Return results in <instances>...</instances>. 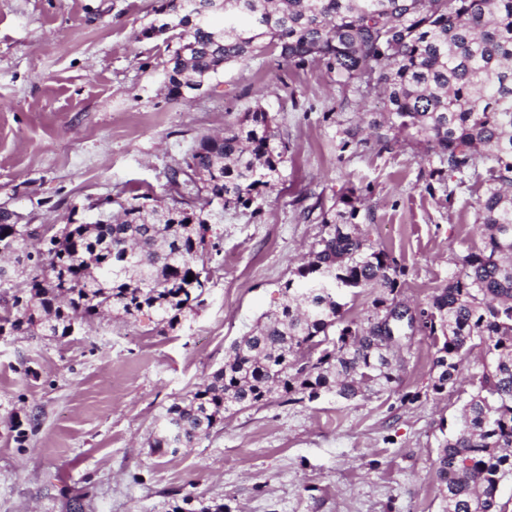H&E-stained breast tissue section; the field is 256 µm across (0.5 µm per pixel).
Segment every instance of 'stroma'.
Instances as JSON below:
<instances>
[{
    "instance_id": "stroma-1",
    "label": "stroma",
    "mask_w": 512,
    "mask_h": 512,
    "mask_svg": "<svg viewBox=\"0 0 512 512\" xmlns=\"http://www.w3.org/2000/svg\"><path fill=\"white\" fill-rule=\"evenodd\" d=\"M158 4L0 0V207L59 226L108 197L170 200L194 143L258 103L288 147L282 179L260 214L213 217L223 251L175 329L0 336V512H168L185 496L229 512H442L433 467L464 397L432 392L436 348L419 330L396 352L392 389L275 398L226 413L195 447L152 452L157 417L276 309L343 194L355 191L362 234L404 267L395 300L416 312L480 247L483 193L429 183L423 145L384 128L380 97L319 62L270 51L225 67L190 103L169 98L165 44L137 37Z\"/></svg>"
}]
</instances>
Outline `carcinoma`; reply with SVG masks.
I'll return each instance as SVG.
<instances>
[{
	"label": "carcinoma",
	"mask_w": 512,
	"mask_h": 512,
	"mask_svg": "<svg viewBox=\"0 0 512 512\" xmlns=\"http://www.w3.org/2000/svg\"><path fill=\"white\" fill-rule=\"evenodd\" d=\"M161 0L145 39L175 44L164 68L168 94L188 101L224 66L276 51L287 64L318 60L345 87L382 91L389 128L433 157L428 178H469L485 187L475 209L482 246L461 258L418 323L437 345L432 390L456 388L466 356H490L470 380L460 425L441 445L434 480L444 512H505L500 484L512 479V0ZM287 146L261 104L220 137L201 138L173 170L179 188L167 204L148 197L106 198L119 207L103 223L64 224L30 251L31 240L0 208V249L9 250L23 286L0 282L10 298L0 335L69 336L110 310L145 317L158 332L200 305L208 281L203 253L209 207L252 210L282 179ZM492 161L480 171L484 159ZM323 217L318 249L282 286L280 308L236 340L224 364L160 417L150 447L192 448L224 424V414L324 394L352 400L396 382L389 344L344 319L342 291L370 288L387 297L403 269L359 230V211ZM192 281H187L188 275ZM171 512H224L216 501L185 497Z\"/></svg>",
	"instance_id": "carcinoma-1"
}]
</instances>
